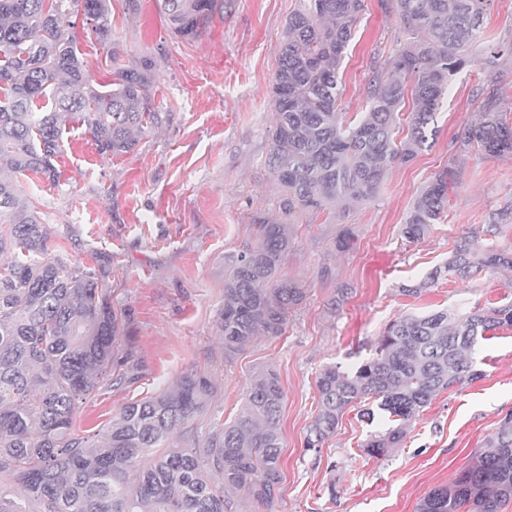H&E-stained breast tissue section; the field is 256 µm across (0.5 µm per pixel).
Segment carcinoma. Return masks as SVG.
Returning <instances> with one entry per match:
<instances>
[{"label":"carcinoma","mask_w":512,"mask_h":512,"mask_svg":"<svg viewBox=\"0 0 512 512\" xmlns=\"http://www.w3.org/2000/svg\"><path fill=\"white\" fill-rule=\"evenodd\" d=\"M492 0H391L400 30L368 87V110L353 122L339 111L338 70L365 0H301L288 16L273 77L276 121L266 163L283 192L282 209L325 211L371 197L395 163L413 159L452 77L471 61ZM83 8L97 40L112 43L110 0H0V512H225L224 490L243 489L268 504L281 480L285 402L272 369L246 387L237 418L199 427L214 393L193 373L112 417L104 441L72 431L79 403L100 384L137 379L126 315L112 307L110 271L100 259L66 262L48 253L47 232L21 202L12 176L56 184L62 132L81 123L101 155L132 151L158 123L153 76L117 72L96 83L77 53L67 4ZM170 31L195 38L224 0H162ZM407 77L406 85L395 75ZM411 97L407 134L395 130ZM512 154V122L496 93L465 126L458 149ZM450 174L438 175L413 203L404 234L417 240L441 220ZM256 243L229 259L216 326L224 352L258 334L280 336L307 289L282 276L294 242L290 227L254 219ZM512 269V252L473 239L458 242L428 280L401 289L418 296L443 275L473 278ZM512 327V302L438 310L391 321L373 358L353 371L324 368L316 379L318 414L306 444L319 448L340 416L374 397L392 422L363 445L369 457L399 445L408 426L441 390L479 377L472 352L487 333ZM179 433L187 445L172 446ZM221 483L211 481V476ZM512 499V413L488 435L471 464L432 489L419 512H499Z\"/></svg>","instance_id":"obj_1"}]
</instances>
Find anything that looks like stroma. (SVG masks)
Returning a JSON list of instances; mask_svg holds the SVG:
<instances>
[{
    "label": "stroma",
    "mask_w": 512,
    "mask_h": 512,
    "mask_svg": "<svg viewBox=\"0 0 512 512\" xmlns=\"http://www.w3.org/2000/svg\"><path fill=\"white\" fill-rule=\"evenodd\" d=\"M112 45L102 46L82 12L69 16L81 58L96 82L115 71L151 65L156 127L130 153L99 154L84 128L67 127L57 160L58 186L20 179L21 196L49 233L51 255L108 260L115 307L125 309L138 364L135 383L102 386L80 404L76 433L104 439L113 415L157 394L188 371L216 392L206 419L231 420L255 372L274 369L285 404L280 427L283 479L271 506L245 492L225 494L226 512H417L430 490L449 485L482 441L512 411V329L480 341L473 357L481 378L439 393L411 423L398 448L372 458L363 445L385 427L345 411L334 435L310 448L318 413L316 378L329 365L352 370L371 359L386 325L403 314L466 311L512 302V272L477 281L439 280L420 298L402 295L443 265L467 236L512 250V156L463 152L459 137L493 84L512 102V59L486 48L512 42V0H493L472 64L453 78L436 114L437 133L413 160L393 165L369 198L325 213L284 214L281 189L266 165L273 127L272 79L288 16L299 0H224L194 39L175 37L160 0H111ZM399 23L383 0H366L339 69L340 111H364L372 67L386 57ZM455 173L445 216L415 242L404 235L408 211L444 170ZM264 215L294 227L285 271L307 294L282 335L259 336L225 354L215 320L224 299V264L255 237ZM504 224L490 236L485 226ZM355 240L338 251L336 235Z\"/></svg>",
    "instance_id": "obj_1"
}]
</instances>
